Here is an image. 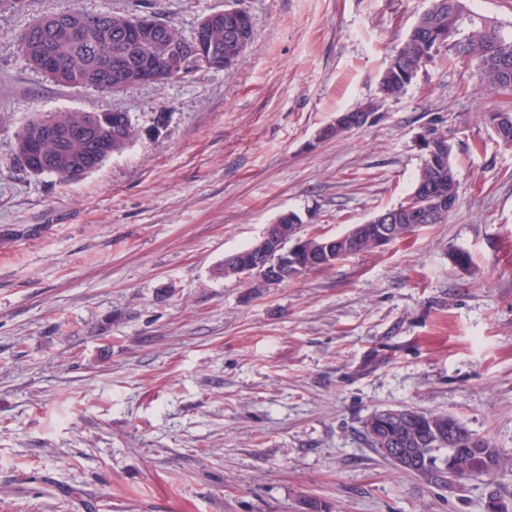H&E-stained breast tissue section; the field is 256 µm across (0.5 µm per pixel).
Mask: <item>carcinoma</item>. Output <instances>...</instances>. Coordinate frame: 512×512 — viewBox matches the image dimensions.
<instances>
[{
  "mask_svg": "<svg viewBox=\"0 0 512 512\" xmlns=\"http://www.w3.org/2000/svg\"><path fill=\"white\" fill-rule=\"evenodd\" d=\"M97 23L86 30L83 42L76 44L45 30L39 22L32 23L19 38L21 50L29 65L38 70L42 57L50 56L64 69L62 83L85 85L86 77L118 62L124 71L138 74L145 70H160L164 80L179 78L184 74L174 46L182 39L180 33L157 12L126 14L95 12ZM141 23V36L124 38L126 29ZM210 39L224 58V72L236 68L253 39V23L249 13L239 17L221 14L209 20ZM161 26L166 40L150 35ZM448 55V62L463 59L472 63L486 87L498 92L502 86L512 84V35L508 36L497 25H488L482 18L466 16L464 0H431L430 11L422 21H417L404 41L391 56L383 71L378 96L355 108L357 112H382L384 103L393 94L402 92L425 67ZM506 116L508 127L498 141L512 145V111L501 110L483 113L487 126H492L495 116ZM83 129L79 138L69 139L56 132L71 128ZM138 129L127 112H49L34 116L17 133L15 159L26 171L41 164V173L57 175L67 182L82 179L101 166L114 153L124 150L137 137ZM434 182L438 192L458 194L459 180L452 159L435 170L421 165L415 183ZM434 198L414 199L406 196L394 211L399 217V230L392 237L396 241L406 236L405 225L421 224L414 218V209L431 206ZM301 228L300 218L293 212L281 214L267 233L284 243L293 242ZM381 225L367 224L359 241L336 239V260L378 247L376 241ZM327 235L314 232L305 242L303 256L306 263L298 275L323 268L315 262V248ZM366 437L378 453L386 448L401 452L402 465L394 466L400 472L412 473L428 485H435V473L452 465L455 478L473 471L482 474L500 471L507 461L499 450L486 440L474 443L476 434L458 419L446 413L421 412L409 407L397 409V415L385 417V410H377L365 421ZM456 452L448 458L449 449Z\"/></svg>",
  "mask_w": 512,
  "mask_h": 512,
  "instance_id": "1",
  "label": "carcinoma"
}]
</instances>
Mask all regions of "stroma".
Returning a JSON list of instances; mask_svg holds the SVG:
<instances>
[{"label":"stroma","instance_id":"obj_1","mask_svg":"<svg viewBox=\"0 0 512 512\" xmlns=\"http://www.w3.org/2000/svg\"><path fill=\"white\" fill-rule=\"evenodd\" d=\"M254 41L101 92L49 81L19 34L73 7L164 14L182 37L226 2ZM429 0H21L0 12V512H486L512 471L449 494L365 437L377 410L456 417L512 459V108L437 62L372 124L315 136L373 98ZM131 115L140 136L79 181L15 166L39 112ZM163 127H156L158 113ZM445 127L448 223L255 290L224 259L283 212L344 233L410 192ZM465 251L472 265L454 262Z\"/></svg>","mask_w":512,"mask_h":512}]
</instances>
